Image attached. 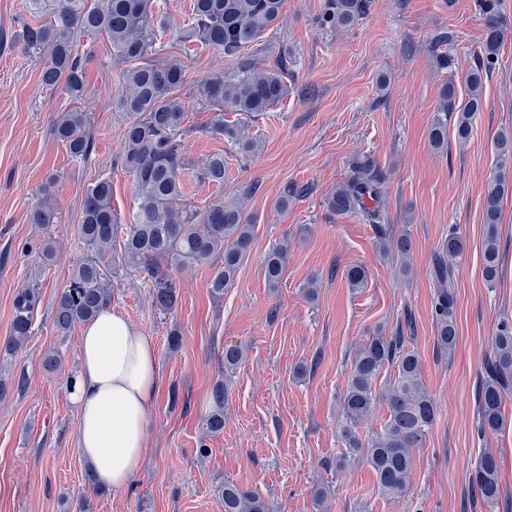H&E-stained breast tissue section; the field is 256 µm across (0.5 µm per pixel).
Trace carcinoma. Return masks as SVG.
Returning a JSON list of instances; mask_svg holds the SVG:
<instances>
[{
	"label": "carcinoma",
	"instance_id": "carcinoma-1",
	"mask_svg": "<svg viewBox=\"0 0 512 512\" xmlns=\"http://www.w3.org/2000/svg\"><path fill=\"white\" fill-rule=\"evenodd\" d=\"M372 0H325L320 15L324 27L350 26L365 15ZM283 0H193L188 30L202 45L220 50L224 57L242 61L238 70L206 81L202 93L215 110L211 132L238 144L244 153L253 151L256 141L245 135L244 126L224 122V109L248 117L258 116L288 95L283 79L287 59L276 68L259 70L243 63L242 54L258 39L275 29ZM486 15L481 52L475 67L466 76L468 100L460 105L453 82L440 93L438 111L453 119L456 136L470 135L474 114L482 108L484 74L495 64L499 50L512 32L496 10L495 0H482ZM31 21L24 23L20 38L24 49L42 65L41 82L48 88L62 87L69 95L84 94L85 67L75 54L77 40L84 36H104L114 57L124 63L137 62L122 72L124 90L117 108L126 113L121 166L133 175L137 203L133 223L119 224L112 211V183L97 180L84 191L78 236L88 256L79 260L69 282L56 296L53 325L62 334L95 318L112 300L110 273L104 262L129 267L147 275L151 306L170 313L181 301V282L176 273L195 265L219 261L208 283L212 296H224V289L248 257L254 231L238 198L216 197L200 208L182 204V179L186 169L184 140L189 101L178 95L185 81V67L179 62L159 63L151 59L155 31L151 0H29ZM89 115L69 111L54 124V134L75 160H86L92 149L87 133ZM500 159H512V129L495 137ZM198 177L216 187H224V156L207 160ZM51 179L44 198L32 210L33 224H53L57 212L52 203ZM385 175L367 155H356L350 174L325 199L334 214L357 213L372 225L383 255L395 261L394 275L404 281L412 274V242L406 235L395 236L382 223ZM512 192V178L499 169L488 178L483 195L484 231L482 275L489 287L502 276L499 224L504 198ZM465 251V243L455 229H448L433 259L435 288L434 321L436 351L452 355L458 342L456 292L453 264ZM288 245L270 251L265 259L268 284L276 286L283 274ZM38 295L35 289L21 290L14 301L11 335L0 345L5 356L16 353L32 334ZM407 337L386 334L379 327L357 349L347 376L342 401V436L346 453L337 466L358 459L376 475L377 492L395 501L407 491L413 472V455L422 447L433 424L437 404L425 388L418 354L406 347ZM245 349L224 348V368L233 370L242 363ZM397 375L377 385L385 368ZM224 384L212 391L213 408L206 418L212 434L224 431ZM512 396V322L503 320L491 341L477 393V428L482 435L495 434L505 425L504 405ZM387 408L380 429L363 437L358 427L373 414L377 405ZM471 484L485 503L500 497L496 455L486 451L478 460ZM224 512H267L262 497L234 484L224 486Z\"/></svg>",
	"mask_w": 512,
	"mask_h": 512
}]
</instances>
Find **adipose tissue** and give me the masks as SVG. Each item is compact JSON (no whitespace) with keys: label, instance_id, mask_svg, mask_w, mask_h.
Listing matches in <instances>:
<instances>
[{"label":"adipose tissue","instance_id":"adipose-tissue-1","mask_svg":"<svg viewBox=\"0 0 512 512\" xmlns=\"http://www.w3.org/2000/svg\"><path fill=\"white\" fill-rule=\"evenodd\" d=\"M70 386L79 448L100 485L126 488L144 463L160 382L153 341L112 310L86 323Z\"/></svg>","mask_w":512,"mask_h":512}]
</instances>
